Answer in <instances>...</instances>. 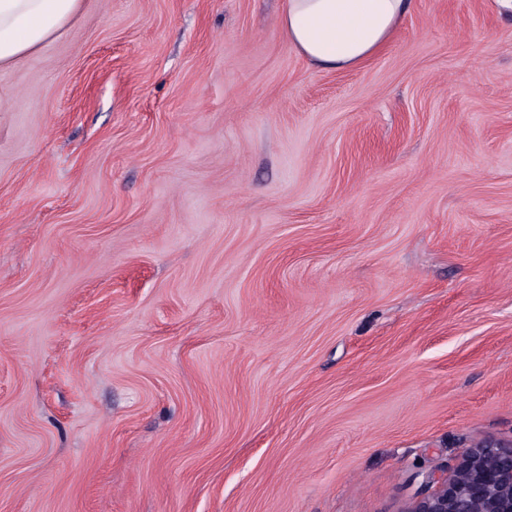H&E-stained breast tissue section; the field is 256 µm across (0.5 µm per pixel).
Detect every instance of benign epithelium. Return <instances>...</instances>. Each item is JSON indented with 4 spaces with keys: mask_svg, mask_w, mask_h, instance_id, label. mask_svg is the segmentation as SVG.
<instances>
[{
    "mask_svg": "<svg viewBox=\"0 0 512 512\" xmlns=\"http://www.w3.org/2000/svg\"><path fill=\"white\" fill-rule=\"evenodd\" d=\"M429 479L437 488L408 512H512V442L467 448L451 474Z\"/></svg>",
    "mask_w": 512,
    "mask_h": 512,
    "instance_id": "7a95c632",
    "label": "benign epithelium"
}]
</instances>
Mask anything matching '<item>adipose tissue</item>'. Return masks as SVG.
Segmentation results:
<instances>
[{
  "label": "adipose tissue",
  "mask_w": 512,
  "mask_h": 512,
  "mask_svg": "<svg viewBox=\"0 0 512 512\" xmlns=\"http://www.w3.org/2000/svg\"><path fill=\"white\" fill-rule=\"evenodd\" d=\"M81 0H0V68L62 30ZM411 0H286L284 36L313 67L347 70L379 53Z\"/></svg>",
  "instance_id": "1"
}]
</instances>
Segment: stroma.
<instances>
[{"instance_id": "1", "label": "stroma", "mask_w": 512, "mask_h": 512, "mask_svg": "<svg viewBox=\"0 0 512 512\" xmlns=\"http://www.w3.org/2000/svg\"><path fill=\"white\" fill-rule=\"evenodd\" d=\"M284 0H83L0 70V512H408L512 441V15L317 69Z\"/></svg>"}]
</instances>
